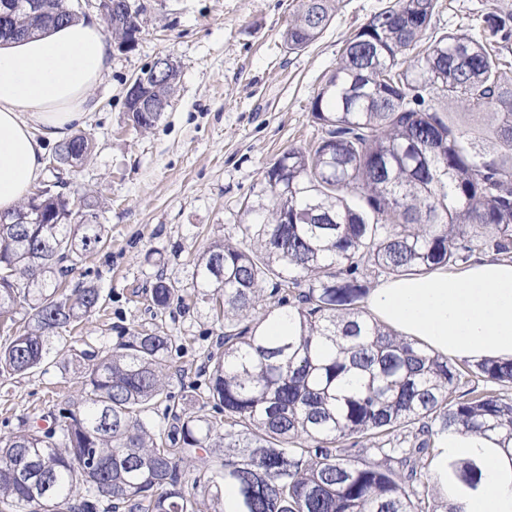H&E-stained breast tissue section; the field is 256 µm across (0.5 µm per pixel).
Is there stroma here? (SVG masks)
<instances>
[{
  "instance_id": "35a3bbf8",
  "label": "stroma",
  "mask_w": 512,
  "mask_h": 512,
  "mask_svg": "<svg viewBox=\"0 0 512 512\" xmlns=\"http://www.w3.org/2000/svg\"><path fill=\"white\" fill-rule=\"evenodd\" d=\"M144 5L134 47L113 48L78 125L94 144L91 161L68 176L72 200H99L97 221L107 249L90 254L70 280L90 271L103 310L80 334L88 349L112 348L124 331L161 324L186 346L175 357L167 389L174 396L204 387V365L220 334L208 300L187 297V309L152 308L158 275L190 285L194 258L215 241L238 242L246 207L261 208L263 170L292 147L322 136L312 101L333 73L345 39L391 0H336L323 35L300 50L282 33L301 0H133ZM512 14V0H439L435 31L481 38L485 18ZM170 55L179 80L157 124L131 127L125 112L130 80ZM78 376L47 364L0 385V436L38 424L65 402L80 401Z\"/></svg>"
}]
</instances>
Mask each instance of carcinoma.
Masks as SVG:
<instances>
[{
  "mask_svg": "<svg viewBox=\"0 0 512 512\" xmlns=\"http://www.w3.org/2000/svg\"><path fill=\"white\" fill-rule=\"evenodd\" d=\"M18 13L0 39L73 18L65 0ZM437 0H393L346 39L312 104L324 135L283 153L264 172L271 208L236 244L213 242L194 262V294L219 305L222 351L208 384L172 400L167 376L181 339L162 326L91 352L66 332L102 307L91 280L60 291L84 255L108 246L54 182L31 224H0V383L55 356L82 379L81 401L46 427L0 438V512H463L435 485L440 438L495 436L512 448V360L458 364L381 325L364 306L371 272L391 278L452 266L477 248L512 247V66L501 45L512 20L491 14L488 36L434 33ZM335 0H302L283 38L292 50L329 26ZM120 48L138 15L106 22ZM179 74L149 79L159 101ZM454 101L469 120L445 111ZM134 128L160 120L125 101ZM88 137L59 142L49 160L87 163ZM187 288L160 276L153 308L183 304ZM281 312L294 325L267 335ZM212 413H207V410ZM201 464L188 486L183 466ZM476 460L448 461V485L480 489ZM234 494L224 499V488Z\"/></svg>",
  "mask_w": 512,
  "mask_h": 512,
  "instance_id": "carcinoma-1",
  "label": "carcinoma"
}]
</instances>
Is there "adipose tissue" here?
<instances>
[{
    "mask_svg": "<svg viewBox=\"0 0 512 512\" xmlns=\"http://www.w3.org/2000/svg\"><path fill=\"white\" fill-rule=\"evenodd\" d=\"M110 52L103 26L87 18L0 45V212L15 209L39 181L41 136L65 139L93 109L89 92ZM367 305L382 323L441 355L512 360L510 262L481 259L456 271L391 278L372 289ZM468 456L483 461L486 479L463 498V512H512V458L495 440L453 433L438 460Z\"/></svg>",
    "mask_w": 512,
    "mask_h": 512,
    "instance_id": "adipose-tissue-1",
    "label": "adipose tissue"
}]
</instances>
